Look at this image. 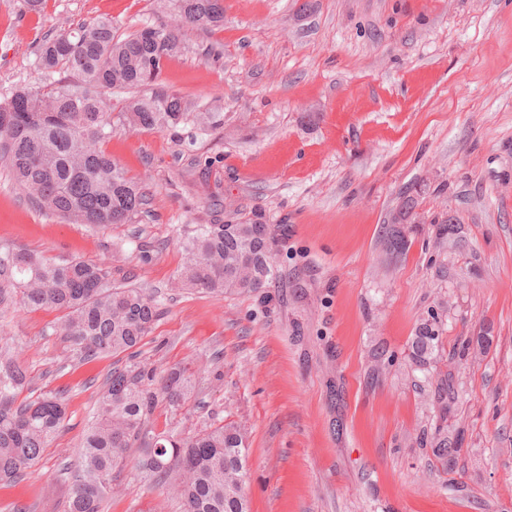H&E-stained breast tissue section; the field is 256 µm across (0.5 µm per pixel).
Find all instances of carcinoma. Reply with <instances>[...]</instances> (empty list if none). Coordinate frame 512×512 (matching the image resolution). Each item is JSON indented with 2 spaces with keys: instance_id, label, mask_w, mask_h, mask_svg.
I'll use <instances>...</instances> for the list:
<instances>
[{
  "instance_id": "1",
  "label": "carcinoma",
  "mask_w": 512,
  "mask_h": 512,
  "mask_svg": "<svg viewBox=\"0 0 512 512\" xmlns=\"http://www.w3.org/2000/svg\"><path fill=\"white\" fill-rule=\"evenodd\" d=\"M174 6L180 21L174 29L144 27L122 37L103 18L42 41V68L63 70L77 82L22 88L0 105L7 112L0 121V157L40 207L80 224H130L146 199L125 169L98 148L112 125L153 131L224 121L219 112L192 111L189 100L161 81L165 63L182 52L188 33L224 24V0H174ZM115 89L133 93L116 114L107 102ZM285 231L286 225L266 224L256 215L236 224L192 225L181 235L183 267L174 287L212 297L260 293L276 278L273 247ZM384 234L402 253V228L386 224ZM14 303L62 312V334L88 362L135 354L161 315L152 294L112 283L104 265L0 247V306ZM438 344L435 326L421 324L409 342L412 363L429 365ZM22 353L18 345L0 347V484L34 468L65 420L57 392L16 403L28 385ZM195 385L194 375L181 368L164 375L139 364L112 368L78 448L68 512H104L112 473L135 445L143 449L139 468L154 487L181 500L182 512H249L244 422L222 420L187 435L144 429L158 399L180 408L193 398Z\"/></svg>"
}]
</instances>
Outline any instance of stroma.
<instances>
[{
  "label": "stroma",
  "instance_id": "obj_1",
  "mask_svg": "<svg viewBox=\"0 0 512 512\" xmlns=\"http://www.w3.org/2000/svg\"><path fill=\"white\" fill-rule=\"evenodd\" d=\"M174 15L171 0H0V102L61 79L38 65L50 32ZM162 80L224 123L113 127L102 150L149 197L133 223L46 213L0 160V245L106 265L163 311L135 358L90 363L58 311L0 316V346H23L22 399L66 402L35 472L0 485V512H66L95 384L131 361L200 371L194 400L156 405L154 434L246 422L251 512H512V0H224L223 27L189 33ZM407 202L396 258L383 227ZM256 214L288 227L268 300L172 288L185 225ZM451 216L462 237L439 244ZM431 316L439 357L421 370L407 343ZM107 512L181 504L131 461Z\"/></svg>",
  "mask_w": 512,
  "mask_h": 512
}]
</instances>
